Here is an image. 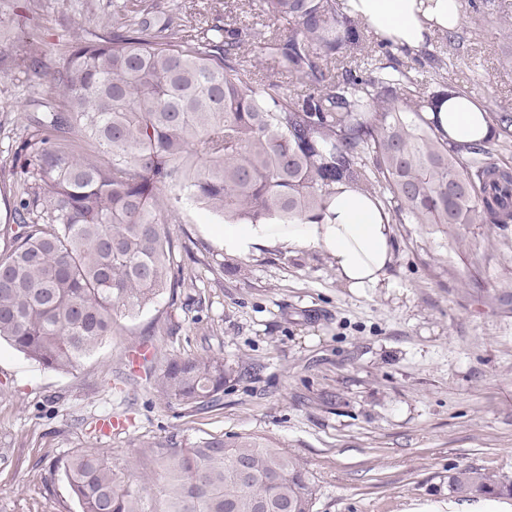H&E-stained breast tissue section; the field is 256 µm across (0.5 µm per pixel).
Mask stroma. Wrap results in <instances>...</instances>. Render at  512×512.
Segmentation results:
<instances>
[{
	"instance_id": "stroma-1",
	"label": "stroma",
	"mask_w": 512,
	"mask_h": 512,
	"mask_svg": "<svg viewBox=\"0 0 512 512\" xmlns=\"http://www.w3.org/2000/svg\"><path fill=\"white\" fill-rule=\"evenodd\" d=\"M127 0H0V224L22 188L5 177L26 114L52 100L29 74L55 69L73 34L103 33ZM453 42L434 33L394 50L423 89L430 56L449 84L489 112L512 111V0H462ZM184 284L162 295L75 370L58 373L0 344V512H78L56 459L106 448L117 471L143 443L212 435L269 438L306 464L314 512H512L505 499L449 496L455 468L512 480V224L394 222L389 285L361 292L322 250L227 252L224 226L189 210L169 225ZM172 355L224 358L216 409L150 400L146 370ZM125 419L104 436L96 421Z\"/></svg>"
}]
</instances>
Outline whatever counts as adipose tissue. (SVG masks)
I'll return each instance as SVG.
<instances>
[{"label": "adipose tissue", "mask_w": 512, "mask_h": 512, "mask_svg": "<svg viewBox=\"0 0 512 512\" xmlns=\"http://www.w3.org/2000/svg\"><path fill=\"white\" fill-rule=\"evenodd\" d=\"M347 12L397 45L415 49L424 46L433 30L452 31L462 21L460 0H347ZM436 120L459 144L494 135L485 112L458 98L443 102ZM392 235L389 214L367 196L340 185L322 222L228 224L224 248L239 254L270 244L320 248L330 254L338 277L348 288L362 291L384 287L393 260Z\"/></svg>", "instance_id": "1"}]
</instances>
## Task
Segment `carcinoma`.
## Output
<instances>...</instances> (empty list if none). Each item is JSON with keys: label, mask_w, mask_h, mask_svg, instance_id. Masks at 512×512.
I'll use <instances>...</instances> for the list:
<instances>
[{"label": "carcinoma", "mask_w": 512, "mask_h": 512, "mask_svg": "<svg viewBox=\"0 0 512 512\" xmlns=\"http://www.w3.org/2000/svg\"><path fill=\"white\" fill-rule=\"evenodd\" d=\"M273 19L196 34L158 0L112 17V31L30 70L60 99L28 116L11 175L22 179L0 225V340L68 373L120 321L183 284L168 224L187 209L227 223L320 221L336 185L410 224H511L512 161L491 141L457 144L425 117L444 91L367 50L337 0H231ZM300 81H270L256 58ZM491 121L512 137V112ZM236 375L224 359L169 357L151 394L185 410L221 405ZM158 470L118 475L104 448L53 466L80 512H314L305 463L247 433L143 445ZM454 497L512 498V481L477 467L448 476Z\"/></svg>", "instance_id": "carcinoma-1"}]
</instances>
